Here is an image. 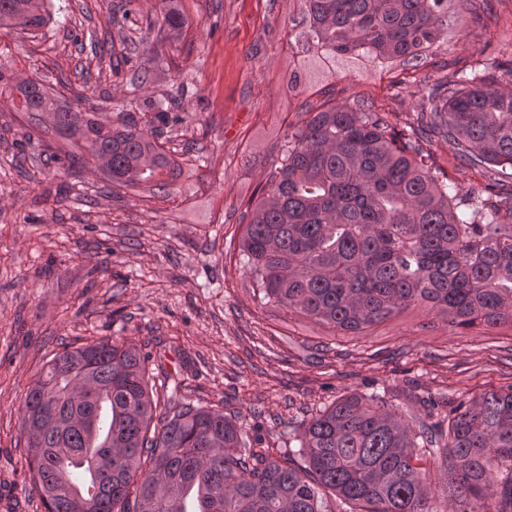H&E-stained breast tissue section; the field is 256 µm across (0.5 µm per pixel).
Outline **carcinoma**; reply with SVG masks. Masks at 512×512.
Here are the masks:
<instances>
[{"instance_id":"1","label":"carcinoma","mask_w":512,"mask_h":512,"mask_svg":"<svg viewBox=\"0 0 512 512\" xmlns=\"http://www.w3.org/2000/svg\"><path fill=\"white\" fill-rule=\"evenodd\" d=\"M169 37L186 20L160 0ZM303 49L375 66L422 61L448 35V14L477 19L488 0H303ZM51 21L47 0H0V26L31 34ZM14 89L21 112H40L101 164L112 187L166 192L183 174L162 134L120 114L101 121L51 96L37 80ZM426 127L461 160L499 178L461 195L398 145L365 105L334 104L290 131L239 240L264 304L337 331L363 333L421 307L462 333L512 324V59L497 73L461 69L426 88ZM149 357L102 339L63 347L25 396L21 437L46 512H512V391L451 410L448 431L411 426L385 396L349 393L296 426L276 457L224 411L160 405ZM441 469L430 472L431 459ZM102 477L94 496L73 487L76 462ZM491 505H486L487 500Z\"/></svg>"}]
</instances>
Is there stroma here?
<instances>
[{
    "label": "stroma",
    "instance_id": "stroma-1",
    "mask_svg": "<svg viewBox=\"0 0 512 512\" xmlns=\"http://www.w3.org/2000/svg\"><path fill=\"white\" fill-rule=\"evenodd\" d=\"M303 0H178L188 24L169 39L158 0H51V23L0 29V65L34 78L102 119L154 103L176 106L164 128L190 167L159 197L112 188L100 169L62 167L68 144L0 104V512H45L33 490L19 407L61 343L123 340L151 357L156 390L223 410L264 446L292 445L298 423L351 392L387 389L409 423L447 424L459 402L512 385V328L458 333L415 307L362 336L260 305L237 246L243 218L284 138L325 104L374 103L399 137H414L427 85L453 61L494 73L512 58V0L481 22L462 15L428 63L378 70L356 58L310 69L306 92L288 79L303 56ZM77 34L106 58L79 51ZM460 192L491 169L461 162L446 137L421 142Z\"/></svg>",
    "mask_w": 512,
    "mask_h": 512
}]
</instances>
